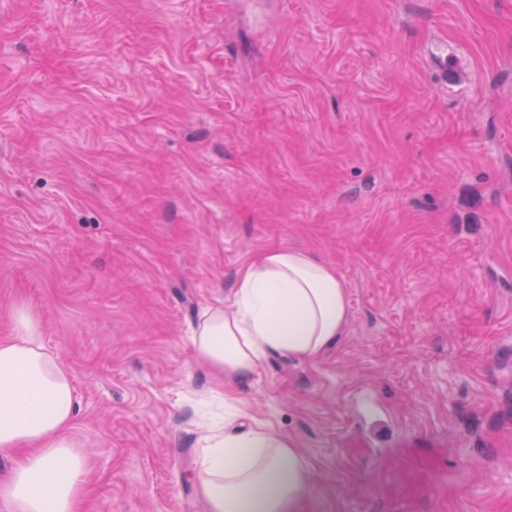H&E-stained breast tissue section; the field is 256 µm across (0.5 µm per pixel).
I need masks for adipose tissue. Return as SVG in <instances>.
<instances>
[{"instance_id": "obj_1", "label": "adipose tissue", "mask_w": 512, "mask_h": 512, "mask_svg": "<svg viewBox=\"0 0 512 512\" xmlns=\"http://www.w3.org/2000/svg\"><path fill=\"white\" fill-rule=\"evenodd\" d=\"M12 318L16 335L0 342V451L23 455L0 480V502L9 512H80L87 460L72 435V376L46 349L27 306L15 305ZM347 322L335 268L280 248L240 271L230 304L202 311L192 343L200 362L242 387L271 356L319 360ZM201 441L196 487L208 512H299L311 463L273 422L243 430L229 414L208 424Z\"/></svg>"}]
</instances>
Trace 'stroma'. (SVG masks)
Segmentation results:
<instances>
[{
  "instance_id": "obj_1",
  "label": "stroma",
  "mask_w": 512,
  "mask_h": 512,
  "mask_svg": "<svg viewBox=\"0 0 512 512\" xmlns=\"http://www.w3.org/2000/svg\"><path fill=\"white\" fill-rule=\"evenodd\" d=\"M285 246L345 332L215 408L301 512H512V0H0V340L73 376L83 512H206L192 328Z\"/></svg>"
}]
</instances>
